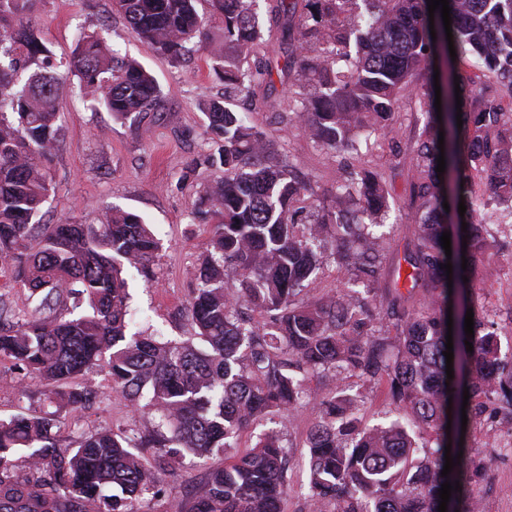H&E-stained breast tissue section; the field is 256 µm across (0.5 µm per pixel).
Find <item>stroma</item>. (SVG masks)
Segmentation results:
<instances>
[{
    "label": "stroma",
    "instance_id": "1",
    "mask_svg": "<svg viewBox=\"0 0 512 512\" xmlns=\"http://www.w3.org/2000/svg\"><path fill=\"white\" fill-rule=\"evenodd\" d=\"M32 12L38 34L54 57L68 59L80 26L93 23L103 27L114 50L138 59L159 82L162 100L156 110L117 120L103 108L93 107L78 78H70L59 101V150L49 167L55 192L43 213L49 223L73 217L92 224L102 211L116 206L151 224L160 249L149 273L124 272L132 297L133 327L168 338L188 335L185 308L198 257L210 239L209 226L192 223L191 217L203 190L222 177L221 171L196 168L192 162L213 147L201 105L223 96L224 85L212 72L206 55L192 51L174 63L132 36L112 0H35ZM287 93L286 84L278 80L262 88L253 101L252 118L263 128L274 153L290 160L297 174L310 179L319 196L331 197L336 189V169L345 158L317 146L301 128L274 121L269 105ZM415 108L414 101H403L394 130L379 137L374 151L375 164L391 194L389 219L394 227L385 264L389 271L402 262L405 245L414 232L410 188L420 177L413 154L420 129ZM488 242L467 300L495 321L501 346L507 350L512 348V236L495 234ZM92 387L97 397L91 408L77 415H61V437L102 427L130 435L151 431V417L112 392L107 379L94 377ZM43 407L38 390L22 395L9 361L1 359L0 418ZM490 408L489 414L467 418L463 452L483 459L486 471L479 481L462 482L456 495L458 512L473 499L480 503L481 512H512V441L507 438L512 431V407L495 401ZM314 421L315 412L306 403L273 422L292 456L283 512H309L302 455ZM258 434L255 427L245 430L236 447L213 457L206 467L195 465L188 457L162 465L156 472L157 495H144L135 504L137 512H176L202 491L208 468L224 466L236 454L252 448Z\"/></svg>",
    "mask_w": 512,
    "mask_h": 512
}]
</instances>
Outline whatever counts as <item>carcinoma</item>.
<instances>
[{"label": "carcinoma", "mask_w": 512, "mask_h": 512, "mask_svg": "<svg viewBox=\"0 0 512 512\" xmlns=\"http://www.w3.org/2000/svg\"><path fill=\"white\" fill-rule=\"evenodd\" d=\"M195 2L113 0V7L135 37L178 61L192 41L210 48ZM277 2L289 41L282 111L315 144L361 162L338 170L334 199L325 203L270 151L264 131L237 109L238 100L272 82L273 67L258 57L265 39L257 0H211L224 23L222 48L210 52L224 97L204 106L216 148L202 163L224 169V181L204 190L195 212L211 237L187 307L194 334L169 340L129 330L123 271L144 270L156 257L150 225L123 210L103 212L96 224L41 223L67 75L78 76L118 120L156 109L161 88L138 61L84 32L60 71L38 38L33 0H0V258H11L14 279L42 294L33 313L14 312L0 324V357L11 361L23 393L38 386L55 407L0 420V512H132V502L155 488L157 466L186 456L204 464L243 430L311 396V512H438L450 397L443 355L450 295L440 265L452 264L455 282L471 277L485 253L487 211H512V115L502 107L503 96L512 98V0H449L456 59L478 57L483 76L505 95L488 93L472 77L456 85L451 76L442 119L434 107L423 111L416 141L423 177L411 189L417 227L404 255L411 268L405 293L399 279L382 276L386 245L377 228L390 193L371 164L372 137L392 131L400 99L431 96L418 78L448 56L441 13L434 12L433 38L427 0H305L299 16L294 0ZM441 155L446 169L439 176ZM451 173L454 205H466L465 270L441 246L448 230L443 185ZM474 176L493 189L484 201L475 196ZM34 233L35 248L28 245ZM330 238L353 246L328 253ZM330 263L347 275L344 287L298 298ZM417 288L430 300L410 307ZM66 295L85 304L84 312L57 315ZM253 309L266 320L252 321ZM473 321V338L453 336V359L459 367L473 359L468 390L471 411L481 415L492 399L512 406V361L501 355L494 322L477 312ZM99 373L152 416L153 433L140 442L158 449L153 459L110 428L60 438L59 411L81 412L93 400L73 380ZM314 375L327 381L315 396L307 391ZM347 377L358 379L359 391L342 387ZM382 383L399 417L367 427L365 391ZM428 431L436 435L433 447L419 442ZM19 453L24 477L13 471ZM288 462L279 434L265 431L249 452L210 470L203 493L177 512H281Z\"/></svg>", "instance_id": "1"}]
</instances>
